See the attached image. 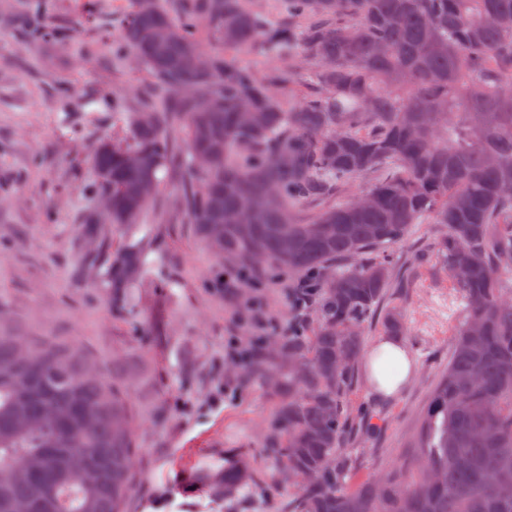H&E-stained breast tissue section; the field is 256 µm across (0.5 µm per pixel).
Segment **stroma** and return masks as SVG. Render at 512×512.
<instances>
[{"label":"stroma","instance_id":"35a3bbf8","mask_svg":"<svg viewBox=\"0 0 512 512\" xmlns=\"http://www.w3.org/2000/svg\"><path fill=\"white\" fill-rule=\"evenodd\" d=\"M32 0H0V318L36 339L73 345L129 401L136 449L126 512H226L210 491L224 455L241 451L257 480L235 512H283L294 485L266 440L275 406L259 380L240 381L244 339L300 320L293 279L225 293V270L200 245L182 208L184 173L165 180L137 236L148 250L138 288L121 304L102 286V244L121 247L123 224L83 221L96 200L89 159L98 143L122 138L125 121L154 81L144 65L119 55L131 0H54L39 24L66 41L29 35ZM441 229L418 224L393 247L407 280L397 300L402 341L416 368L401 392L376 396L362 368L348 395L351 460L347 488L391 473L414 479L418 421L448 368L465 303L435 258Z\"/></svg>","mask_w":512,"mask_h":512}]
</instances>
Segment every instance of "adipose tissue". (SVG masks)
Listing matches in <instances>:
<instances>
[{
  "instance_id": "adipose-tissue-1",
  "label": "adipose tissue",
  "mask_w": 512,
  "mask_h": 512,
  "mask_svg": "<svg viewBox=\"0 0 512 512\" xmlns=\"http://www.w3.org/2000/svg\"><path fill=\"white\" fill-rule=\"evenodd\" d=\"M363 369L368 383L391 396L412 377L414 366L405 345L392 336H382L368 349Z\"/></svg>"
}]
</instances>
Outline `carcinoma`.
I'll return each mask as SVG.
<instances>
[{"label": "carcinoma", "instance_id": "carcinoma-1", "mask_svg": "<svg viewBox=\"0 0 512 512\" xmlns=\"http://www.w3.org/2000/svg\"><path fill=\"white\" fill-rule=\"evenodd\" d=\"M308 23H273L253 0H155L131 7L122 33L129 51L176 98L140 112L154 121L91 156L89 191L112 194V223L137 224L150 201L148 177L163 185L176 167L170 130L188 152L184 211L199 242L242 273L303 276L313 285L309 336L282 327L256 336L243 373L271 383L276 407L270 454L299 484L288 512H512V0H279ZM176 35L158 42L165 24ZM222 46L197 70L203 36ZM259 45L281 64L261 78L229 52ZM309 62V89L291 108L272 91ZM212 150L197 172L193 152ZM138 152L144 164L125 156ZM368 176L372 204L339 200ZM317 207L306 220L295 203ZM250 213V223L239 215ZM212 224L223 235L209 234ZM417 224L444 232L435 255L467 302L448 369L432 390L413 447L418 479L398 474L343 487L340 452L347 396L364 330L381 320L387 336L406 328L383 307L396 279L393 255ZM147 253L129 235L106 255L103 286L119 302L140 284ZM334 277L326 276L327 270ZM132 415L119 389L94 375L78 352L54 341L0 335V512H124L133 491ZM255 481L251 460L224 457L212 481L219 499Z\"/></svg>", "mask_w": 512, "mask_h": 512}]
</instances>
